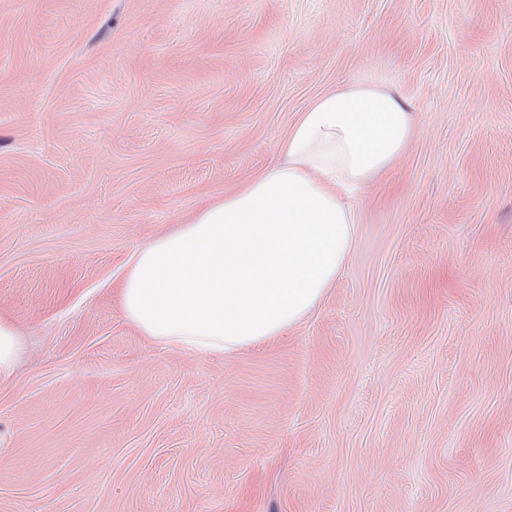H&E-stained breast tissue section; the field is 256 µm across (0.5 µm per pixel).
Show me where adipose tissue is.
<instances>
[{
    "mask_svg": "<svg viewBox=\"0 0 512 512\" xmlns=\"http://www.w3.org/2000/svg\"><path fill=\"white\" fill-rule=\"evenodd\" d=\"M410 131L390 94L319 97L290 128L282 161L134 251L121 288L126 318L155 343L201 356L286 334L321 303L353 248V193L389 168Z\"/></svg>",
    "mask_w": 512,
    "mask_h": 512,
    "instance_id": "ef3b65f1",
    "label": "adipose tissue"
}]
</instances>
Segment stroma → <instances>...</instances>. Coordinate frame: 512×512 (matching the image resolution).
<instances>
[{
  "label": "stroma",
  "mask_w": 512,
  "mask_h": 512,
  "mask_svg": "<svg viewBox=\"0 0 512 512\" xmlns=\"http://www.w3.org/2000/svg\"><path fill=\"white\" fill-rule=\"evenodd\" d=\"M405 103L287 335L153 342L119 288L318 97ZM0 512H512V0H0ZM21 348L22 342L15 325L0 318V381L12 374Z\"/></svg>",
  "instance_id": "35a3bbf8"
}]
</instances>
